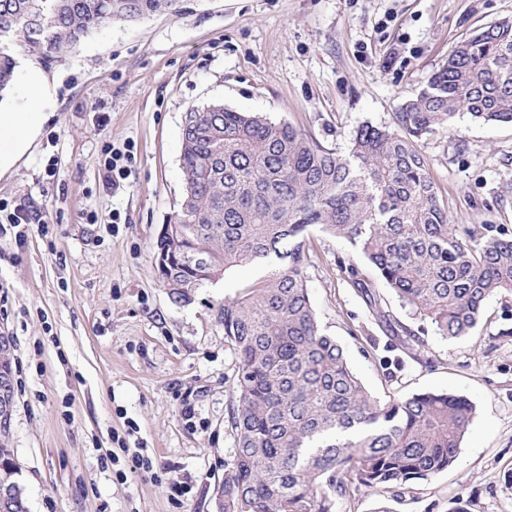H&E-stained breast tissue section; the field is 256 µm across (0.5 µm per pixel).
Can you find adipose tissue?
Returning a JSON list of instances; mask_svg holds the SVG:
<instances>
[{"label":"adipose tissue","instance_id":"1","mask_svg":"<svg viewBox=\"0 0 512 512\" xmlns=\"http://www.w3.org/2000/svg\"><path fill=\"white\" fill-rule=\"evenodd\" d=\"M43 89L40 73L28 69L16 87L19 111L0 112V171L11 166L38 134L43 115L34 106Z\"/></svg>","mask_w":512,"mask_h":512}]
</instances>
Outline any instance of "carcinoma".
Wrapping results in <instances>:
<instances>
[{
	"instance_id": "1",
	"label": "carcinoma",
	"mask_w": 512,
	"mask_h": 512,
	"mask_svg": "<svg viewBox=\"0 0 512 512\" xmlns=\"http://www.w3.org/2000/svg\"><path fill=\"white\" fill-rule=\"evenodd\" d=\"M179 12L181 0H0V93L17 76L12 43L58 58L114 21ZM461 113L512 123L511 23L461 42L395 113L396 128L365 124L343 153L220 102L187 116L184 195L168 219L179 235L155 243L172 257L161 283L181 302L186 286L242 264L270 268L219 307L238 357L224 512H332L339 498L410 487L456 460L472 403L450 392L371 396L320 330L298 239L318 228L347 240L439 335L469 334L491 297L512 294V235L450 223L418 149ZM14 466L0 436V485L17 480Z\"/></svg>"
}]
</instances>
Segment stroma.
Returning <instances> with one entry per match:
<instances>
[{"label":"stroma","instance_id":"stroma-1","mask_svg":"<svg viewBox=\"0 0 512 512\" xmlns=\"http://www.w3.org/2000/svg\"><path fill=\"white\" fill-rule=\"evenodd\" d=\"M181 7L112 23L59 58L12 47L47 84L46 121L0 172V201L32 215L25 240L0 233V327L16 344L12 446L29 512H218L238 367L218 309L266 270L240 266L180 304L158 278L153 244L184 193L188 113L220 102L343 152L361 125H392L475 30L512 22V0ZM108 142L134 152L117 194L99 178ZM418 147L451 223L512 233V124L465 114ZM303 266L322 332L373 396L452 392L476 408L448 470L409 491H359L336 512H451L459 497L469 512H512V295L490 298L470 335L446 339L347 241L310 230ZM132 423L153 469L121 479L104 458ZM172 477L191 487L182 501Z\"/></svg>","mask_w":512,"mask_h":512}]
</instances>
